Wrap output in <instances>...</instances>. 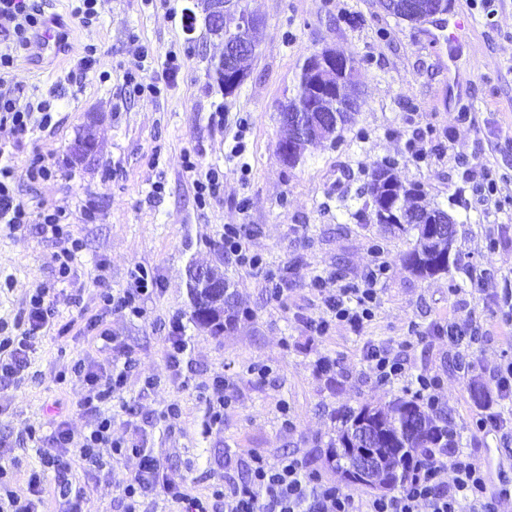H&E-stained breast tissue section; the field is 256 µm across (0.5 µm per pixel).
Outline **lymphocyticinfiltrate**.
<instances>
[{
    "label": "lymphocytic infiltrate",
    "mask_w": 512,
    "mask_h": 512,
    "mask_svg": "<svg viewBox=\"0 0 512 512\" xmlns=\"http://www.w3.org/2000/svg\"><path fill=\"white\" fill-rule=\"evenodd\" d=\"M44 18L35 0H0V38L5 41L0 47V131L9 130L18 138L47 130L54 120L51 99L41 97L37 102L24 103L4 87L19 58L33 50ZM13 176L11 165L0 166V224L13 233L24 234L35 227L50 236L59 246L58 274L68 278L80 244L64 229L69 218L67 208L54 205L30 210L15 197ZM382 274V269H371L360 283L330 295L327 317L320 321V329L333 324L360 328L372 321L379 305ZM156 285L155 277L139 267L133 273L132 287L116 294L104 291L101 301L109 311L139 318L144 314L145 299L155 293ZM54 317L49 289H35L27 310L15 319L8 334L0 337V384L20 382L30 365L38 332L50 328ZM364 358L381 381L411 380L417 393L429 404H436L434 380L423 374L412 375L404 359L390 348L367 344ZM134 366L130 358L121 363L112 359L102 363L78 360L69 374H58L57 379L62 382L72 376L86 386L87 392L77 406L92 420L88 433L75 437L63 420L53 422L48 435L33 429L28 432L29 440L40 447L43 470L67 472L78 462L97 467L107 455L137 459L138 469L122 490V512H141L143 501L158 493L164 494L171 512H211L216 499L223 500L224 512H493L485 468L462 452L444 448L432 454L404 488L387 496L367 497L318 481L306 474L301 460L294 456L275 463L252 457L244 481L215 489L208 498L190 495L182 477L165 471L154 452L136 438H112V401L120 396ZM18 467L15 459L9 465H0V512H38L45 493L43 470L30 474L29 495L22 498L10 490L7 479L9 471ZM448 471L453 474L449 481L443 478Z\"/></svg>",
    "instance_id": "1"
}]
</instances>
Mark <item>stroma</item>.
<instances>
[{"instance_id": "1", "label": "stroma", "mask_w": 512, "mask_h": 512, "mask_svg": "<svg viewBox=\"0 0 512 512\" xmlns=\"http://www.w3.org/2000/svg\"><path fill=\"white\" fill-rule=\"evenodd\" d=\"M243 4L263 29L248 78L228 96L211 75L224 39L208 31L201 0H100L89 27L73 19L75 0L39 2L47 15L63 17L72 50L20 60L9 83L28 95L57 94L59 122L19 141L0 134V157L13 166L14 191L31 209L68 206V230L82 249L60 284L54 242L0 227V321L13 322L40 286L49 288L56 311L30 376L0 386V460L20 461L12 483L18 495L41 468L28 427L57 418L75 434L89 429L90 417L77 407L82 382L60 384L56 376L77 360H100L95 321L112 333L115 355L136 361L122 394L135 415L113 408V438L140 433L193 496L243 481L255 455L272 462L293 455L322 480L337 481L323 456L338 425L335 411L388 402L403 388L379 381L363 358L370 342L395 350L412 373L438 379L460 451L480 463L512 459V442L478 427L485 411L471 394L472 384L483 386L493 410L512 422V402L492 376L512 361V328L502 323L512 306V203L495 204L479 191L489 169L512 195V0H460L473 25L454 41L440 24L412 25L374 0ZM185 9L196 17L188 31ZM88 44L97 53L84 70L78 59ZM325 46L360 61V107L337 145L308 148L291 168L277 150L284 135L278 106L295 95L305 60ZM171 53L181 69L161 95L125 83L138 62L141 78L156 77ZM89 132L95 150L75 157V141ZM35 150L52 165L50 180L26 179ZM188 153L197 171H187ZM385 159L395 160L399 181L423 184L432 205L455 213L461 267L421 278L402 263L412 237L373 221L363 191ZM211 169L221 171V188L202 203L194 182ZM228 224L242 227L260 266L242 265L225 250ZM194 259L220 266L237 291L245 316L223 336L189 320L185 269ZM380 262L387 273L374 320L359 333L335 326L318 334L313 324L326 315L325 296ZM100 263L116 291L130 287L135 267L155 276L158 290L142 318L104 309L90 274ZM317 274L325 279L320 291L311 285ZM174 316L186 319L188 343L176 373L165 330ZM451 318L471 327L475 340L450 341L441 327ZM263 366L269 372L256 380L252 370ZM217 377L234 381L236 402L209 427L205 394ZM174 401L183 415L172 431L161 414ZM136 469L130 458L72 472L90 512H121V488Z\"/></svg>"}]
</instances>
